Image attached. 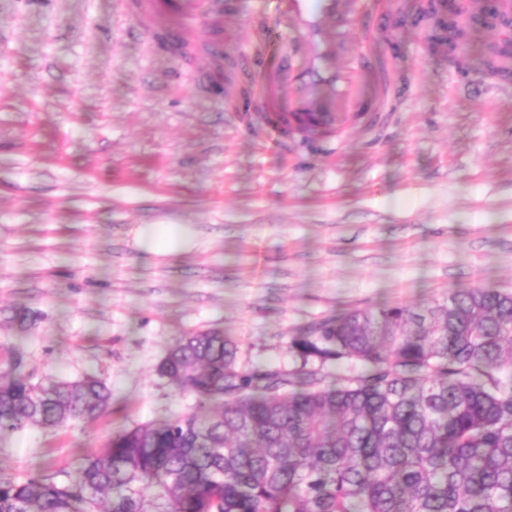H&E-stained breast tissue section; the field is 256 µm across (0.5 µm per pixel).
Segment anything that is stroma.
<instances>
[{"mask_svg": "<svg viewBox=\"0 0 512 512\" xmlns=\"http://www.w3.org/2000/svg\"><path fill=\"white\" fill-rule=\"evenodd\" d=\"M420 3L402 0L378 48L412 82L397 110L304 140L194 91L236 64L248 13L290 36L280 0H240L207 63L154 47L172 8L147 30L130 0H0V363L112 386L95 422L0 433V475L61 480L113 432L192 411L157 372L187 333L224 331L242 367L291 372L292 339L337 314L512 292V86L484 77L496 32L472 24L458 67L427 51ZM148 224L180 228V246L146 249Z\"/></svg>", "mask_w": 512, "mask_h": 512, "instance_id": "obj_1", "label": "stroma"}]
</instances>
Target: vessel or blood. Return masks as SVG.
Returning <instances> with one entry per match:
<instances>
[{"instance_id":"vessel-or-blood-1","label":"vessel or blood","mask_w":512,"mask_h":512,"mask_svg":"<svg viewBox=\"0 0 512 512\" xmlns=\"http://www.w3.org/2000/svg\"><path fill=\"white\" fill-rule=\"evenodd\" d=\"M292 35L278 43L280 62L261 68L255 100L269 114V126L287 120L303 127L338 131L352 117L391 112L401 95L396 83L382 84L373 98H364L357 75L371 68L373 46L397 18L396 0H282ZM181 24L171 32L182 39L211 18L223 15L224 0H178ZM270 29L261 15L250 18L249 36L242 47L253 61L263 60ZM354 49L349 67L326 65L327 57ZM328 88L330 99L315 102L316 86Z\"/></svg>"}]
</instances>
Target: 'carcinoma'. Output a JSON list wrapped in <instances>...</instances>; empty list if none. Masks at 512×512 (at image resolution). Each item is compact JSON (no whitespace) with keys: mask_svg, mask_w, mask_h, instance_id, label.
<instances>
[{"mask_svg":"<svg viewBox=\"0 0 512 512\" xmlns=\"http://www.w3.org/2000/svg\"><path fill=\"white\" fill-rule=\"evenodd\" d=\"M289 375L238 366L220 332L179 337L158 374L197 409L112 434L63 481L0 477V512H512V293L452 288L358 309L291 342ZM351 363L329 381L326 366ZM97 375L0 368V429L93 422Z\"/></svg>","mask_w":512,"mask_h":512,"instance_id":"carcinoma-1","label":"carcinoma"}]
</instances>
